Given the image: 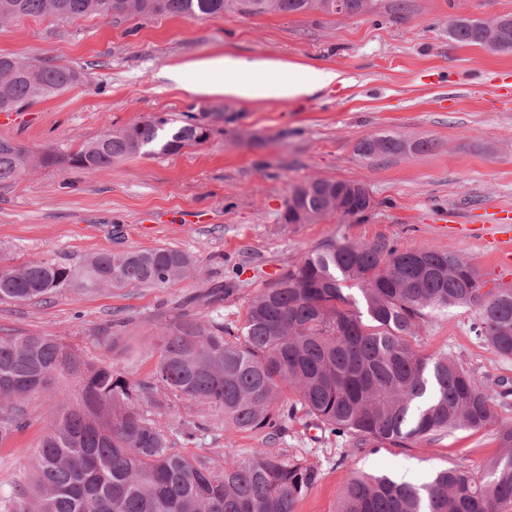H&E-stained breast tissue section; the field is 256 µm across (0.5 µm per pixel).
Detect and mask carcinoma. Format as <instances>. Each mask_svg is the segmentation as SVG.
Instances as JSON below:
<instances>
[{
    "mask_svg": "<svg viewBox=\"0 0 512 512\" xmlns=\"http://www.w3.org/2000/svg\"><path fill=\"white\" fill-rule=\"evenodd\" d=\"M107 0H0V22L22 16L70 19L103 14ZM373 0H112V14L148 19L197 18L236 12L359 16ZM448 37L491 52H512V16L494 22L448 18ZM76 69L0 54V112H22L39 99L82 82ZM194 125L164 116L108 131L69 154L48 151L47 167L86 157L94 171L137 154H174L206 140ZM425 142L366 138V158ZM25 150L0 141V184L26 171ZM311 224L367 211L366 196L346 181L310 178L298 186ZM193 260L172 247L100 252L78 267L31 261L0 268V300L47 301L65 290L94 293L129 285L165 288L186 277ZM461 256L428 246L330 242L305 254L253 296L239 327L184 313L163 323L152 347L157 363L148 382H134L107 364H91L75 348L45 333L0 336V445L25 426L29 396L47 391L60 374L74 377L77 405L50 417L34 458L30 491L12 512H296L320 482L318 468L259 449L248 460L227 459L216 472L169 444L139 408L161 385L180 400L224 413V426L278 439L297 415L306 425L354 440L358 448L407 447L458 431H479L499 413L488 382L461 361L415 345L420 325L449 307L473 308L471 331L512 359V288L483 291ZM359 292L355 298L352 290ZM234 281L203 300L235 297ZM296 399L283 400L285 390ZM496 440L503 452L477 470L451 466L414 485L388 475L347 480L337 512H502L512 504V425Z\"/></svg>",
    "mask_w": 512,
    "mask_h": 512,
    "instance_id": "1",
    "label": "carcinoma"
}]
</instances>
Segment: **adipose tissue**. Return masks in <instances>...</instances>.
<instances>
[{
    "label": "adipose tissue",
    "mask_w": 512,
    "mask_h": 512,
    "mask_svg": "<svg viewBox=\"0 0 512 512\" xmlns=\"http://www.w3.org/2000/svg\"><path fill=\"white\" fill-rule=\"evenodd\" d=\"M269 67V62L265 60H245L224 55L197 63V79H185L184 70L180 67L169 70L168 76L191 93H223L252 100L295 99L340 80L336 71L298 66L293 68L287 82L273 83L265 77Z\"/></svg>",
    "instance_id": "adipose-tissue-1"
}]
</instances>
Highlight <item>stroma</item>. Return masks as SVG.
Here are the masks:
<instances>
[{
	"instance_id": "35a3bbf8",
	"label": "stroma",
	"mask_w": 512,
	"mask_h": 512,
	"mask_svg": "<svg viewBox=\"0 0 512 512\" xmlns=\"http://www.w3.org/2000/svg\"><path fill=\"white\" fill-rule=\"evenodd\" d=\"M452 15L490 21L512 15V0H375L356 17L109 14L0 23V53L51 60L85 75L82 84L26 111L0 113V139L34 155L67 154L154 115L212 130L175 154L135 155L93 172L37 166L19 182L0 184V267L33 260L77 266L102 251L157 247L183 250L195 263L187 278L165 288L66 292L47 303L0 300V336L50 334L88 360L146 379L162 322L189 312L242 324L255 294L331 241L430 245L466 259L485 289L512 288V267L491 258L497 227L489 222L492 212L512 207V94L494 81L512 72V53L452 41ZM224 54L272 61L268 76L276 80L290 66L307 65L334 70L343 81L298 99L253 101L191 94L166 76L170 68ZM373 136L428 148L362 157L359 142ZM311 177L364 186L371 209L350 219L282 224L291 191ZM231 278L241 284L235 300L215 308L202 302L209 288ZM475 318L467 308L436 315L421 325L419 348L447 351L489 380H512V360L471 332ZM130 343L142 351L133 363L125 352ZM77 398L66 375L29 397L25 427L0 446V512L6 496L29 484L48 418ZM173 403V417L153 404L143 410L172 447L212 470L266 445L260 433L225 429L223 414L207 405ZM496 431L492 424L370 451L298 418L271 447L322 473L298 512H336L348 477L385 474L420 483L438 468L476 469L497 452Z\"/></svg>"
}]
</instances>
